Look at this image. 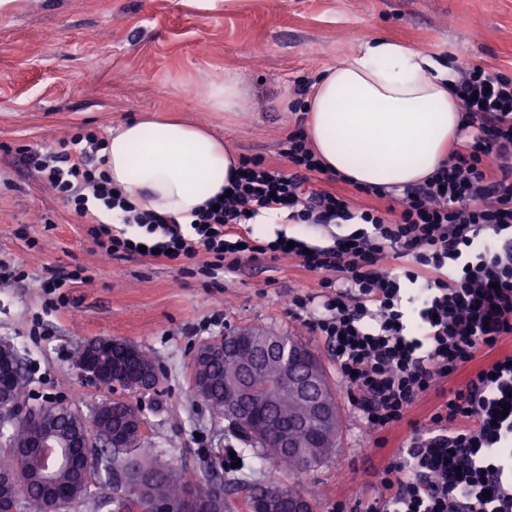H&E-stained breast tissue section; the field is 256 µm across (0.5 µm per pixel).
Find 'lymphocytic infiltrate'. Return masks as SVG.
I'll list each match as a JSON object with an SVG mask.
<instances>
[{"mask_svg":"<svg viewBox=\"0 0 512 512\" xmlns=\"http://www.w3.org/2000/svg\"><path fill=\"white\" fill-rule=\"evenodd\" d=\"M451 92L473 134L431 179L404 188L394 219L310 188L321 164L299 126L286 140L289 170L243 161L231 196L197 212L188 235L175 218L137 211L113 190L92 166L104 145L97 135L27 151L25 162L88 219L86 233L104 255L142 246L165 259L203 252L213 276L246 255H292L322 274V301L297 296L293 306L325 337L365 427H410L363 512H512V481L503 477L512 459V363H475L478 351L512 335V77L474 65ZM275 205L300 224L353 230L323 249L238 233L249 214ZM101 208L121 209L123 223L144 227L146 239L116 233ZM388 259L402 272L385 271ZM462 371L466 380L453 385ZM431 393L439 403L426 422L414 420V406Z\"/></svg>","mask_w":512,"mask_h":512,"instance_id":"1","label":"lymphocytic infiltrate"}]
</instances>
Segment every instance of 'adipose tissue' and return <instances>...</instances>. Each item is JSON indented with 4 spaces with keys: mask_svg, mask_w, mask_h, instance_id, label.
<instances>
[{
    "mask_svg": "<svg viewBox=\"0 0 512 512\" xmlns=\"http://www.w3.org/2000/svg\"><path fill=\"white\" fill-rule=\"evenodd\" d=\"M452 64L377 35L323 68L305 99V134L325 171L388 190L430 179L462 140ZM104 169L141 212L190 223L224 194L241 160L204 125L143 113L108 136Z\"/></svg>",
    "mask_w": 512,
    "mask_h": 512,
    "instance_id": "1",
    "label": "adipose tissue"
}]
</instances>
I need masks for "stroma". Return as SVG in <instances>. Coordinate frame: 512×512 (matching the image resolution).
<instances>
[{
    "mask_svg": "<svg viewBox=\"0 0 512 512\" xmlns=\"http://www.w3.org/2000/svg\"><path fill=\"white\" fill-rule=\"evenodd\" d=\"M378 34L410 47L512 74V0H242L203 12L188 0H18L0 18V259H18L0 280V344L21 359L26 408L63 404L92 417L110 394L83 384L75 358L89 341L137 345L161 373L137 396L142 447L203 473L239 446L228 422L191 384L196 347L242 328L292 336L320 358L340 412L335 450L299 477L315 512L352 508L375 492L385 452L361 423L323 336L289 308L321 290V274L293 256L243 260L218 277L193 262L138 254L104 256L70 206L42 184L17 149L57 147L74 133L110 134L145 111L181 114L226 139L239 157L287 169L295 117L284 103L298 80ZM243 79V108L210 111L213 81ZM349 224H254V237L286 234L331 245ZM79 272L73 287L45 291L50 269Z\"/></svg>",
    "mask_w": 512,
    "mask_h": 512,
    "instance_id": "obj_1",
    "label": "stroma"
}]
</instances>
